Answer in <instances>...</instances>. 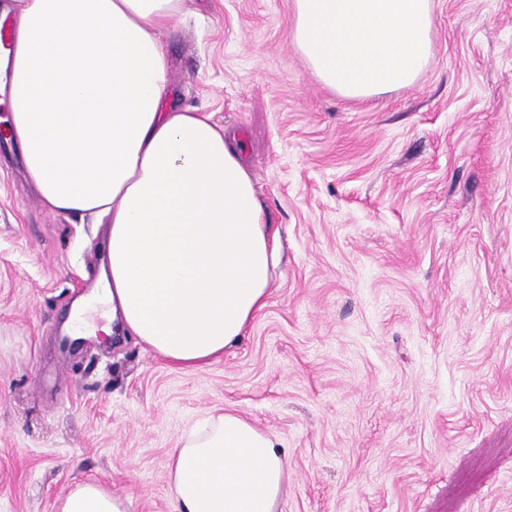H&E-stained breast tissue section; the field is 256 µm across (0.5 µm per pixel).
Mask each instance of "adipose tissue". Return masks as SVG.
I'll return each instance as SVG.
<instances>
[{
  "mask_svg": "<svg viewBox=\"0 0 512 512\" xmlns=\"http://www.w3.org/2000/svg\"><path fill=\"white\" fill-rule=\"evenodd\" d=\"M0 66L29 182L52 212L107 223L110 317L186 370L223 356L265 308L278 233L241 147L191 108H164L160 39L183 0H13ZM431 0H292L296 48L350 99L412 85L432 55ZM281 440L236 412L205 417L172 454L175 512H276ZM87 480L57 512H129Z\"/></svg>",
  "mask_w": 512,
  "mask_h": 512,
  "instance_id": "1",
  "label": "adipose tissue"
}]
</instances>
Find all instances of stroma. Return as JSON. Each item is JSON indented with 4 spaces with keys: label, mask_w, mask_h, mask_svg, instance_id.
<instances>
[{
    "label": "stroma",
    "mask_w": 512,
    "mask_h": 512,
    "mask_svg": "<svg viewBox=\"0 0 512 512\" xmlns=\"http://www.w3.org/2000/svg\"><path fill=\"white\" fill-rule=\"evenodd\" d=\"M432 56L362 101L296 49L292 0H185L169 104L235 133L281 260L204 369L115 331L61 346L108 267L0 152V512L94 479L173 512L178 439L235 411L284 444L278 512H512V0H433Z\"/></svg>",
    "instance_id": "stroma-1"
}]
</instances>
